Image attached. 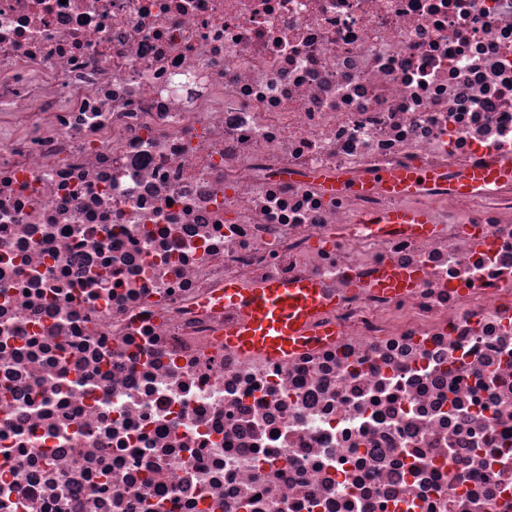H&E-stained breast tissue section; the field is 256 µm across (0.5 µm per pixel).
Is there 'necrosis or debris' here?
I'll return each instance as SVG.
<instances>
[{"label": "necrosis or debris", "instance_id": "necrosis-or-debris-1", "mask_svg": "<svg viewBox=\"0 0 512 512\" xmlns=\"http://www.w3.org/2000/svg\"><path fill=\"white\" fill-rule=\"evenodd\" d=\"M504 159L512 0H0V512H512ZM271 277L335 336L224 349ZM512 179V165L470 168L456 179L453 191L458 195H473L479 188H486L503 180ZM439 174L427 167L391 168L378 173L375 185L392 197H402L413 192L420 185L439 180ZM321 182L325 185L333 195H341L351 191L364 192L370 189V185H353L350 184L345 177L337 173H326L321 177ZM367 227L374 233L397 227L414 235H426L432 230L424 211L400 208L390 210L379 218L369 221ZM420 277L416 269L385 266L379 270L375 285L385 293L402 296L416 288Z\"/></svg>", "mask_w": 512, "mask_h": 512}]
</instances>
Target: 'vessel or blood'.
<instances>
[{"label":"vessel or blood","instance_id":"vessel-or-blood-1","mask_svg":"<svg viewBox=\"0 0 512 512\" xmlns=\"http://www.w3.org/2000/svg\"><path fill=\"white\" fill-rule=\"evenodd\" d=\"M436 171L427 167L391 168L378 174L376 181L386 194L402 197L419 186L438 181ZM512 179V165L470 168L456 179L453 190L467 196L478 189ZM368 229L374 233L397 227L414 235L431 230L427 215L418 209H393L371 220ZM421 277L412 268L386 266L379 270L375 285L385 293L402 296L415 288ZM331 305L321 284L314 280L271 279L256 288L224 285V306L237 310L240 318L224 329L225 348L280 359L315 345L317 339H329L309 333L314 318Z\"/></svg>","mask_w":512,"mask_h":512}]
</instances>
